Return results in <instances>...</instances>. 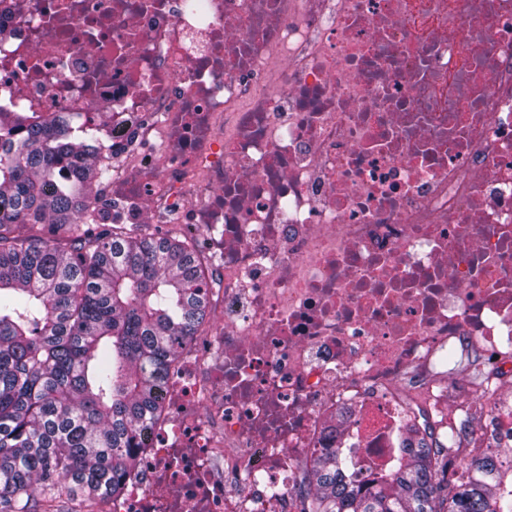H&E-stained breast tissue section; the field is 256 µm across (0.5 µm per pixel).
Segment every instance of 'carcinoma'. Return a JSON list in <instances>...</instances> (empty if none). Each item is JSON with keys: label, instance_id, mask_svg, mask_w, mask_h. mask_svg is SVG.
Listing matches in <instances>:
<instances>
[{"label": "carcinoma", "instance_id": "1", "mask_svg": "<svg viewBox=\"0 0 512 512\" xmlns=\"http://www.w3.org/2000/svg\"><path fill=\"white\" fill-rule=\"evenodd\" d=\"M109 179L94 130L59 112H0V512L71 499L100 512L122 495L159 389L208 320L213 271L189 239L82 231ZM61 230L74 235L64 243ZM464 432L410 429L406 458L367 484L327 448L303 512H512V447L472 457ZM450 452L466 460L459 478Z\"/></svg>", "mask_w": 512, "mask_h": 512}]
</instances>
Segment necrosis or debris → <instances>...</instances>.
Returning <instances> with one entry per match:
<instances>
[{"mask_svg": "<svg viewBox=\"0 0 512 512\" xmlns=\"http://www.w3.org/2000/svg\"><path fill=\"white\" fill-rule=\"evenodd\" d=\"M0 0V112L80 113L96 223L180 225L218 332L187 346L104 512H301L410 428L512 444V0ZM484 371L434 372L449 354Z\"/></svg>", "mask_w": 512, "mask_h": 512, "instance_id": "4bbe7bcc", "label": "necrosis or debris"}]
</instances>
